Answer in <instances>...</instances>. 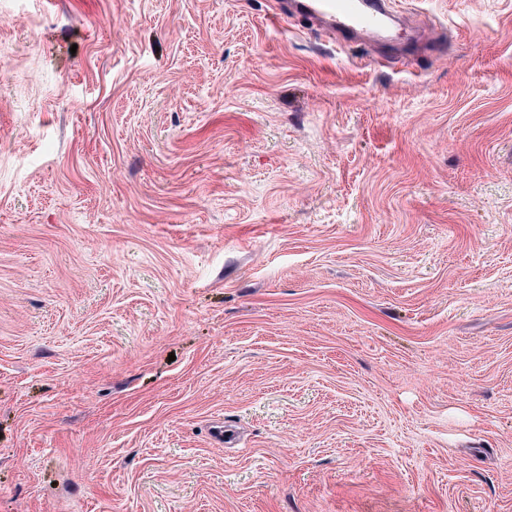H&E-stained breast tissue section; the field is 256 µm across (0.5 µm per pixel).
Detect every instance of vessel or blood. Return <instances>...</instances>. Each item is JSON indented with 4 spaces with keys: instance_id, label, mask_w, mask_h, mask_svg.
I'll return each mask as SVG.
<instances>
[{
    "instance_id": "obj_1",
    "label": "vessel or blood",
    "mask_w": 512,
    "mask_h": 512,
    "mask_svg": "<svg viewBox=\"0 0 512 512\" xmlns=\"http://www.w3.org/2000/svg\"><path fill=\"white\" fill-rule=\"evenodd\" d=\"M392 0H281V7L308 16L327 36L354 41L387 32L399 19Z\"/></svg>"
}]
</instances>
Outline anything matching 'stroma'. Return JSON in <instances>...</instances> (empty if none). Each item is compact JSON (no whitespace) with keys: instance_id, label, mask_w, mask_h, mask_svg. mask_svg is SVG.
<instances>
[{"instance_id":"stroma-1","label":"stroma","mask_w":512,"mask_h":512,"mask_svg":"<svg viewBox=\"0 0 512 512\" xmlns=\"http://www.w3.org/2000/svg\"><path fill=\"white\" fill-rule=\"evenodd\" d=\"M395 2L0 0V512H512V0ZM280 12L288 9L308 16L327 36L354 41L387 32L400 18L392 0H282Z\"/></svg>"}]
</instances>
